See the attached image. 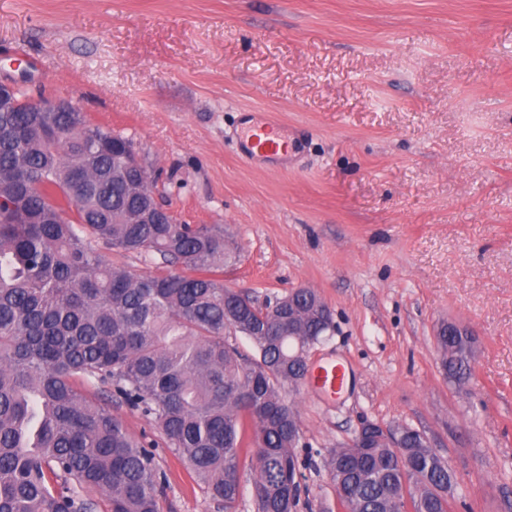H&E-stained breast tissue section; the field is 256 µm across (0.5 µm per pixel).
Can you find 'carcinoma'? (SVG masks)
<instances>
[{"mask_svg": "<svg viewBox=\"0 0 512 512\" xmlns=\"http://www.w3.org/2000/svg\"><path fill=\"white\" fill-rule=\"evenodd\" d=\"M50 102L18 87L0 111V512H96L98 495L109 512H158L153 454L78 378L153 418L224 512H237L245 462L255 512H297L285 390L330 330L327 305L311 288L260 307L224 287V234L138 222L143 200L114 179L127 138ZM103 248L157 255L159 273L134 276ZM437 341L448 378L469 383L473 341L446 327ZM401 444L328 450L345 512H448V463L419 432Z\"/></svg>", "mask_w": 512, "mask_h": 512, "instance_id": "1", "label": "carcinoma"}]
</instances>
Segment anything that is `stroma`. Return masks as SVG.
I'll return each mask as SVG.
<instances>
[{"label": "stroma", "instance_id": "1", "mask_svg": "<svg viewBox=\"0 0 512 512\" xmlns=\"http://www.w3.org/2000/svg\"><path fill=\"white\" fill-rule=\"evenodd\" d=\"M69 98L129 137L189 224L224 232V285L263 305L315 290L343 363L330 399L288 390L308 504L340 512L320 455L361 420L423 432L454 512H512V0H0V82ZM299 150L249 158L242 125ZM476 338L448 381L435 336ZM159 512H222L154 421Z\"/></svg>", "mask_w": 512, "mask_h": 512}]
</instances>
